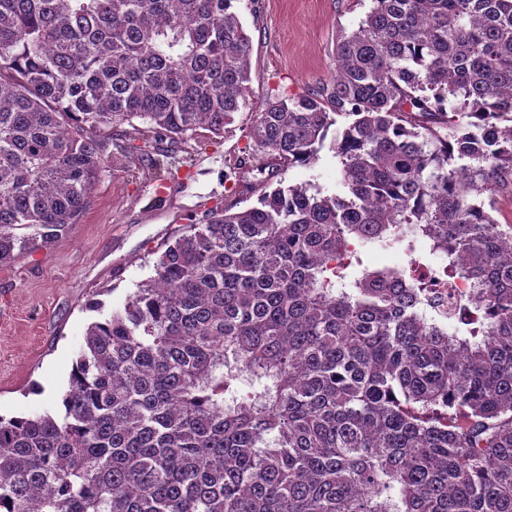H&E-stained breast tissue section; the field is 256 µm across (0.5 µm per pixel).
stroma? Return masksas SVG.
<instances>
[{
    "label": "stroma",
    "mask_w": 512,
    "mask_h": 512,
    "mask_svg": "<svg viewBox=\"0 0 512 512\" xmlns=\"http://www.w3.org/2000/svg\"><path fill=\"white\" fill-rule=\"evenodd\" d=\"M239 7L252 37L248 110L222 137L202 132L189 138L184 163L173 174H144L129 154L132 146L152 152L159 146L143 122L110 130L112 162L81 222L51 245L0 267V415L56 413L88 325L123 308L186 224L216 206L256 203L257 192L236 171L238 162L252 167L261 159L246 136L254 113L275 94L303 95L332 80L336 39L356 29L371 0H241ZM280 179L330 194L342 189L339 160L327 146ZM94 298L102 300L101 311L89 310Z\"/></svg>",
    "instance_id": "obj_1"
}]
</instances>
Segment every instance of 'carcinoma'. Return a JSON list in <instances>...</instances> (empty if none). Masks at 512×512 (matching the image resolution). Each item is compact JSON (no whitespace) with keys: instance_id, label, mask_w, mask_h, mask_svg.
<instances>
[{"instance_id":"obj_1","label":"carcinoma","mask_w":512,"mask_h":512,"mask_svg":"<svg viewBox=\"0 0 512 512\" xmlns=\"http://www.w3.org/2000/svg\"><path fill=\"white\" fill-rule=\"evenodd\" d=\"M238 2L0 0V266L80 223L107 130L174 146L248 107ZM371 2L336 76L249 126L272 176L351 118L343 191L186 225L88 325L60 410L0 416V512H512V0ZM398 224L478 285L459 326L396 268L336 287ZM493 200L497 212L495 216L500 224H512V175L505 173L499 180Z\"/></svg>"}]
</instances>
